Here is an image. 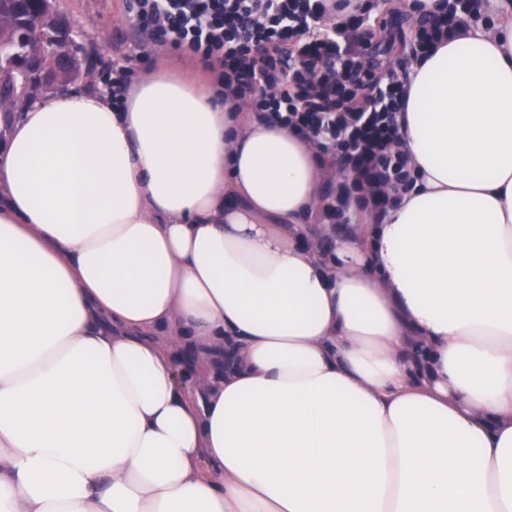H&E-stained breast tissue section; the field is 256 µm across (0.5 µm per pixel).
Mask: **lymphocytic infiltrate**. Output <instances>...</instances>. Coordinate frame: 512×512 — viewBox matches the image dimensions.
Returning a JSON list of instances; mask_svg holds the SVG:
<instances>
[{"label":"lymphocytic infiltrate","instance_id":"obj_1","mask_svg":"<svg viewBox=\"0 0 512 512\" xmlns=\"http://www.w3.org/2000/svg\"><path fill=\"white\" fill-rule=\"evenodd\" d=\"M458 14L482 21V0H451L437 20L418 19L399 65L451 33L448 18ZM130 22L152 44L194 57L225 102L299 131L354 172L327 219H346L353 202L384 213L409 189L408 159L397 147L403 83H385L370 55L386 24L361 0H132Z\"/></svg>","mask_w":512,"mask_h":512}]
</instances>
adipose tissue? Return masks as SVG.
<instances>
[{
    "label": "adipose tissue",
    "instance_id": "obj_1",
    "mask_svg": "<svg viewBox=\"0 0 512 512\" xmlns=\"http://www.w3.org/2000/svg\"><path fill=\"white\" fill-rule=\"evenodd\" d=\"M490 3L410 63L413 183L342 233L307 219L351 174L207 83L25 108L0 144V512H512V0Z\"/></svg>",
    "mask_w": 512,
    "mask_h": 512
}]
</instances>
